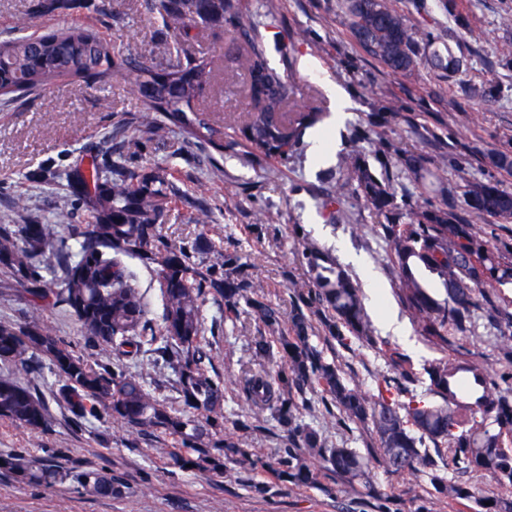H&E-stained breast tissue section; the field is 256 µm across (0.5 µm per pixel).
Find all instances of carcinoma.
<instances>
[{
    "mask_svg": "<svg viewBox=\"0 0 512 512\" xmlns=\"http://www.w3.org/2000/svg\"><path fill=\"white\" fill-rule=\"evenodd\" d=\"M164 30L183 41L191 32L211 25L224 27L237 61L245 71L243 120L217 128L200 100L214 71L209 56L177 50L153 64L130 48L117 57L112 44L82 25L22 34L0 43V97L23 105L39 98L60 78L88 85L107 81L124 71L135 74L139 112L132 121L112 129V146L89 153L64 170L42 167L30 178L62 186L50 201L51 217L28 212L18 195L11 201L17 224H0V266L9 270L28 296L19 321L0 322V362L33 371L48 369L57 378L56 398L75 419L98 416L103 410L131 440L171 439L173 448H157L180 468L192 465L213 477L223 474L224 460L244 472L259 460L237 435L224 432V382L208 374L204 364L220 349L204 340L203 296L224 302V316L244 305L257 324L247 337L250 361L280 360L278 370L244 373L249 414L264 413L279 425L284 448L277 474L296 486H319L330 473L349 485L369 484L375 465L404 477L424 475L441 499L473 504V512H512V498L483 491L463 476L483 473L501 486H512V378L492 372L477 356L457 351V341L474 333L481 318L501 332L500 358L512 364V301L485 290L493 283H512V249L497 247L482 230L487 218L512 222V192L491 180L471 177L469 158L455 163L456 189L462 205L433 200L430 193L447 192L448 156L402 151L378 138L374 156L367 146L377 129L402 117V105L374 113V121L354 129L350 149L339 155L336 183L323 196L321 209L332 222L347 218L342 199L352 196L380 218L379 226L397 269L394 295L407 311L418 334L444 356L424 365L426 394L410 388L416 381L406 360L390 355L399 378L386 383L376 397L346 376L314 341L320 323L323 340L350 348L357 340L375 344L361 289L327 254L302 242L300 255L307 277L290 282L289 328L282 313L260 293L256 266L236 251L224 249L201 234L179 245L162 235L161 225L174 217L178 188L169 167L135 165L124 153L126 138L146 149L179 132L186 143L209 147L225 159L263 168L269 158L288 167L303 156L308 130L323 124L320 109L287 111L298 94L293 78L274 67L268 54L266 29L278 21L279 0H259L252 22L241 21V0H147ZM344 21L361 49L388 71L419 78L428 69L438 80L463 73L441 35L393 0H343ZM79 0H33L17 19L27 29L38 15L53 14ZM436 7L478 40L460 12L459 0H436ZM489 83L470 84L466 98L484 102L495 96ZM483 169L512 171V151L488 150L479 157ZM406 174L431 192L415 194L400 181ZM80 211L81 224H66ZM155 267L162 294L163 342L152 349L155 365L169 368L183 409L172 410L148 392L141 376L120 364L114 368L91 363L76 344L53 334L43 313L59 308L74 318L80 336L120 359L137 358L151 328L148 310L135 284L129 261ZM439 283L428 287L419 271ZM278 337L272 348L266 336ZM321 388L330 404L347 420L367 424L377 448L365 457L353 448L333 446L302 420L308 394ZM395 390L399 399L386 396ZM406 401H400V397ZM0 421L22 428L34 444L51 429L48 403L12 372L0 373ZM448 459L453 473L439 465ZM0 465L17 482L51 487L61 479L48 460L11 455ZM80 486L108 496L118 487L97 469L76 475Z\"/></svg>",
    "mask_w": 512,
    "mask_h": 512,
    "instance_id": "carcinoma-1",
    "label": "carcinoma"
}]
</instances>
